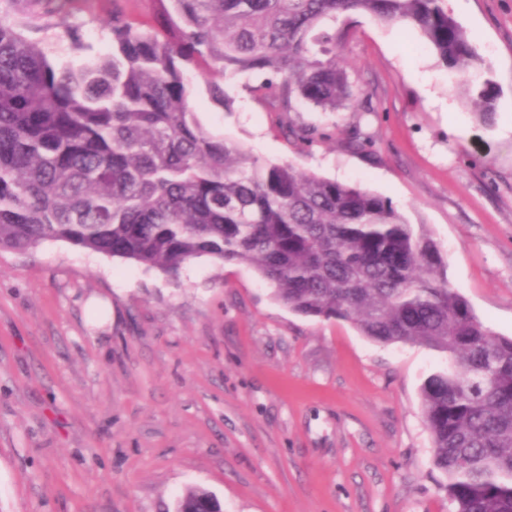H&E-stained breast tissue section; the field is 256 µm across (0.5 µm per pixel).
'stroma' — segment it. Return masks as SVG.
<instances>
[{"instance_id":"obj_1","label":"stroma","mask_w":512,"mask_h":512,"mask_svg":"<svg viewBox=\"0 0 512 512\" xmlns=\"http://www.w3.org/2000/svg\"><path fill=\"white\" fill-rule=\"evenodd\" d=\"M117 8L156 21L153 0H0V17L76 62L58 17L104 56ZM448 8L489 66L497 122L511 120L512 0ZM346 21L348 107L291 115L327 137L289 142L248 92L256 74L227 84V108L191 72L194 112L261 161L390 199L512 337V138L478 124L417 31ZM357 127L362 150L347 143ZM444 360L297 314L241 264L202 257L173 277L64 242L0 251V512H174L190 487L223 512H455L421 408Z\"/></svg>"}]
</instances>
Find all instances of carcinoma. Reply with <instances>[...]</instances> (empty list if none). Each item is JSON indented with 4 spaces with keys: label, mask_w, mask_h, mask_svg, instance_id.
Segmentation results:
<instances>
[{
    "label": "carcinoma",
    "mask_w": 512,
    "mask_h": 512,
    "mask_svg": "<svg viewBox=\"0 0 512 512\" xmlns=\"http://www.w3.org/2000/svg\"><path fill=\"white\" fill-rule=\"evenodd\" d=\"M148 27L115 9L112 55L59 64L0 21V250L66 242L176 275L201 258L251 267L274 298L348 321L380 344L446 355L421 387L433 466L457 512H512V338L497 336L448 281L424 229L357 185L264 163L190 107L192 69L211 98L250 92L295 139L324 135L288 113L339 112L352 97L341 15L418 31L490 127L497 91L447 0H155ZM175 512H222L188 488Z\"/></svg>",
    "instance_id": "obj_1"
}]
</instances>
